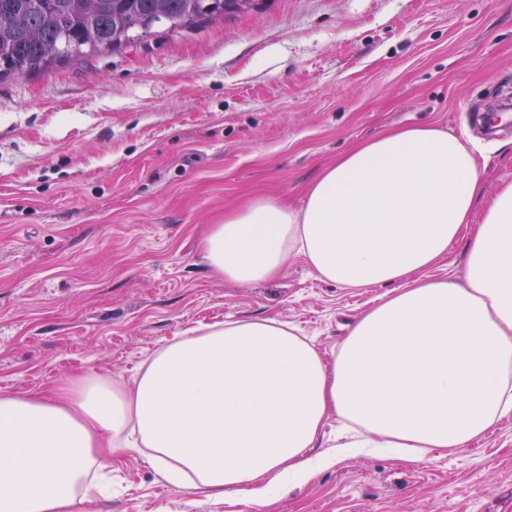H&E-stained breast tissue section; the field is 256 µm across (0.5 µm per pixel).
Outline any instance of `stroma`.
<instances>
[{
  "label": "stroma",
  "instance_id": "1",
  "mask_svg": "<svg viewBox=\"0 0 512 512\" xmlns=\"http://www.w3.org/2000/svg\"><path fill=\"white\" fill-rule=\"evenodd\" d=\"M512 0H261L39 75L0 81V390L73 374L132 380L189 328L276 318L323 354L384 286L340 288L294 259L216 276L201 243L255 199L301 207L336 159L433 125L470 144L486 194L512 183ZM100 512H256L116 463ZM263 512H512V415L469 448L410 463L381 449L282 483Z\"/></svg>",
  "mask_w": 512,
  "mask_h": 512
}]
</instances>
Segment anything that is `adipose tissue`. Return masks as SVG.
I'll list each match as a JSON object with an SVG mask.
<instances>
[{"label":"adipose tissue","mask_w":512,"mask_h":512,"mask_svg":"<svg viewBox=\"0 0 512 512\" xmlns=\"http://www.w3.org/2000/svg\"><path fill=\"white\" fill-rule=\"evenodd\" d=\"M482 195L459 137L410 126L326 168L301 209L261 199L225 216L203 243L225 280L299 258L336 286L391 291L328 359L287 323L239 320L173 337L129 386L85 374L48 395L1 390L0 512H96L94 474L137 449L167 484L261 505L282 478L364 448L415 463L469 447L512 414V183ZM460 240L461 279L428 277ZM332 417L358 440L312 457Z\"/></svg>","instance_id":"obj_1"}]
</instances>
